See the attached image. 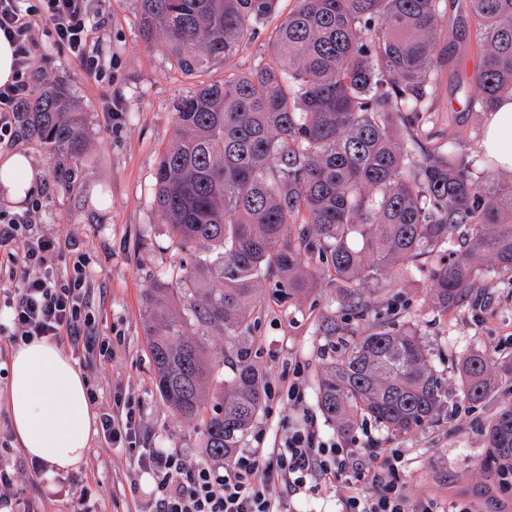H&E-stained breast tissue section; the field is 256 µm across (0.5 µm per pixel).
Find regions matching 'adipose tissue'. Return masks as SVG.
Segmentation results:
<instances>
[{
  "label": "adipose tissue",
  "mask_w": 512,
  "mask_h": 512,
  "mask_svg": "<svg viewBox=\"0 0 512 512\" xmlns=\"http://www.w3.org/2000/svg\"><path fill=\"white\" fill-rule=\"evenodd\" d=\"M482 147L500 168L512 170V100L489 113ZM0 171L7 194L35 193L38 180L27 157L7 155ZM6 407L16 440L30 458L52 470L74 468L85 459L97 414L83 373L54 342L41 339L14 350Z\"/></svg>",
  "instance_id": "1"
}]
</instances>
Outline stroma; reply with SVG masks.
Returning a JSON list of instances; mask_svg holds the SVG:
<instances>
[{"instance_id": "35a3bbf8", "label": "stroma", "mask_w": 512, "mask_h": 512, "mask_svg": "<svg viewBox=\"0 0 512 512\" xmlns=\"http://www.w3.org/2000/svg\"><path fill=\"white\" fill-rule=\"evenodd\" d=\"M297 5L298 0H279L275 18L258 38L243 45L231 61L216 63L196 77L177 70L162 43L147 45L139 38L138 0H104L98 52L111 63L112 74L99 82L82 79L73 59L43 31L35 33L45 59L40 82L68 83L84 113L88 155L72 163L67 182L56 177L54 160L46 150L27 138L0 145V156L10 151L25 155L37 172L42 208L35 233L75 244L89 259L92 311L112 355L85 364L82 372L98 396L96 412L111 408L118 393L134 400L138 448L205 453L200 424L178 418L160 396L143 330L147 292L179 263L166 225L154 219L153 179L159 156L174 133L176 102L200 83L220 82L231 72L267 61L272 28ZM438 25L448 47V64L438 74L442 109L432 115L427 132L437 140H452L459 152L470 155L481 147L486 118L467 108L461 85L462 67L480 63L476 21L464 0H442ZM110 104L120 107L119 119L108 118L105 108ZM434 264V259L424 258L407 278L382 281L371 292L370 303L417 335L442 378L443 409L432 424L400 437L363 422L348 445L399 449L404 456L400 477L412 503L431 501L443 510L454 500L470 512H512V490L503 488L498 470L489 465L482 435L492 415L512 404V375H501L490 397L473 405L463 398L458 365L463 354L472 352L512 364V291L501 286L512 273L492 275L462 305L443 315L436 311L429 290ZM273 286L270 279L263 283L251 333L264 375L265 403L242 445L277 446L286 426L308 418L314 420L320 440H339L316 397L317 375L326 361L318 326L335 310L336 291L319 288L302 302L281 305L271 296ZM11 353V348L0 349V465L13 471L17 496L33 504L35 512H70L69 478L75 473L91 489L89 512H138L140 498L130 489L136 451L110 448L95 438L75 472L50 470L42 478L34 474L3 405ZM294 381L301 385L297 401L287 395Z\"/></svg>"}]
</instances>
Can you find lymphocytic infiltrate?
I'll return each mask as SVG.
<instances>
[{"label": "lymphocytic infiltrate", "instance_id": "obj_1", "mask_svg": "<svg viewBox=\"0 0 512 512\" xmlns=\"http://www.w3.org/2000/svg\"><path fill=\"white\" fill-rule=\"evenodd\" d=\"M98 13L96 0H0V35L14 55L12 80L0 86V143L15 140L19 106L37 88L36 29L46 28L88 79L104 78L94 41ZM40 208L35 200L23 214L0 210V245L23 242L22 251L8 250L0 259V311L8 316L0 334L13 346L47 339L67 344L77 358L107 359L108 341L90 313L88 260L82 254L67 258L57 238L31 233ZM137 430L131 401L115 399L113 410L100 416L110 447L134 448ZM401 463L395 449L362 454L321 441L309 420L289 427L278 447L242 450L222 464L172 448H144L137 456L138 471L150 478L144 491L149 512H293L287 493L321 484L336 487L341 512H438L429 501L411 508L400 483ZM360 479L369 493L358 490Z\"/></svg>", "mask_w": 512, "mask_h": 512}]
</instances>
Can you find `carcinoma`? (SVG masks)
Returning a JSON list of instances; mask_svg holds the SVG:
<instances>
[{"label":"carcinoma","instance_id":"carcinoma-1","mask_svg":"<svg viewBox=\"0 0 512 512\" xmlns=\"http://www.w3.org/2000/svg\"><path fill=\"white\" fill-rule=\"evenodd\" d=\"M139 33L160 40L173 65L196 76L259 36L279 0H138ZM441 0H299L254 69L198 85L178 100L174 135L154 170V213L190 255L146 298L144 332L156 386L175 414L202 424L203 447L229 459L261 412L263 379L251 330L258 291L276 277L282 303L320 285L338 290L339 314L320 335L331 354L317 402L354 437L371 420L395 435L431 424L441 377L409 330L369 315L366 286L451 249L432 271L435 308L458 307L491 274L512 271V180L480 179L477 153L424 135L437 111ZM482 50L468 105L492 112L512 99V0H468ZM24 131L55 158L88 153L83 112L61 84L34 92ZM195 300L185 316L176 296ZM230 340L232 376L214 403L213 364L200 337ZM472 403L499 367L482 354L460 362ZM497 467L512 465V405L484 428Z\"/></svg>","mask_w":512,"mask_h":512}]
</instances>
